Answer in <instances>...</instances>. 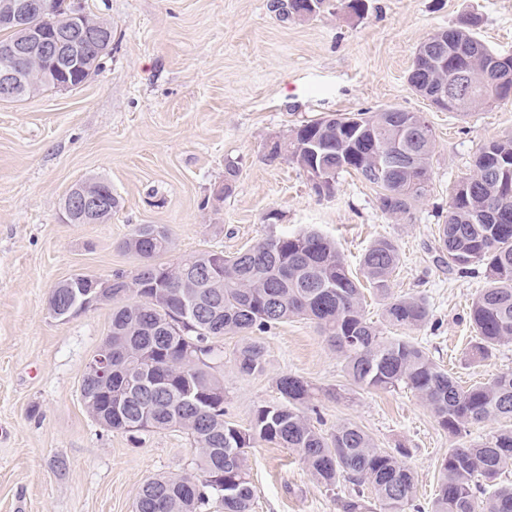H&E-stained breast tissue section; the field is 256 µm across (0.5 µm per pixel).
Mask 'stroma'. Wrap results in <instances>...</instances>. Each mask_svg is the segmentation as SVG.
Returning <instances> with one entry per match:
<instances>
[{
  "label": "stroma",
  "mask_w": 512,
  "mask_h": 512,
  "mask_svg": "<svg viewBox=\"0 0 512 512\" xmlns=\"http://www.w3.org/2000/svg\"><path fill=\"white\" fill-rule=\"evenodd\" d=\"M80 3L112 24L99 71L73 90L0 102V512H133L147 479L197 471L186 433L133 441L87 412L80 384L111 305L67 321L47 308L56 283L72 275L133 276L140 260L121 243L139 224L168 228L166 263L313 228L335 240L355 273L365 248L390 238L401 256L393 294L424 297L432 312L409 338L465 385L512 370V343L468 362L469 307L487 280L480 270L449 272L438 259L452 187L481 146L512 137V99L461 116L436 109L407 82L416 48L469 15L479 19L481 42L512 55V0H367L363 16L338 10L305 22L280 18L272 0ZM388 106L423 113L435 136L427 194L404 217L384 214L374 188L355 175L341 174L334 193L320 197L296 164L266 158L268 141L304 122ZM231 164L234 191L216 202ZM89 178L111 182V219L62 223V198ZM272 210L278 223L264 220ZM249 338L266 358L264 372L250 377L235 366L242 337L216 344L227 420L249 427L255 406L279 401L277 377H301L318 389L312 421L322 432L352 422L380 448L409 449L413 503L428 512L452 442L413 393L352 387L309 320ZM248 465L254 512H340L337 493L290 450L257 443Z\"/></svg>",
  "instance_id": "obj_1"
}]
</instances>
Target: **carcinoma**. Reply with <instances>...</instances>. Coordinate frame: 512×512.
Returning <instances> with one entry per match:
<instances>
[{
    "label": "carcinoma",
    "instance_id": "carcinoma-1",
    "mask_svg": "<svg viewBox=\"0 0 512 512\" xmlns=\"http://www.w3.org/2000/svg\"><path fill=\"white\" fill-rule=\"evenodd\" d=\"M42 1L47 10L30 15L27 26L56 39L55 57L75 64L71 82L77 88L86 71L99 69L103 55L87 34L78 32L70 42L60 38L72 12L67 0H31ZM473 27L475 21L467 19L439 30L426 40L436 52L414 53L411 85L422 70L438 78L445 71L471 76L468 98L442 105L448 112L464 115L512 97V56L494 60ZM56 79V69L44 70L42 83L25 86L14 101L54 88ZM420 123L432 131L421 113L397 107L321 118L279 139L267 157L322 172L323 183L313 187L319 196L335 190L340 174L352 172L376 189L383 213L400 218L426 195L430 179L434 135L423 137ZM371 142L402 163L378 167L368 154ZM441 229L448 270L469 274L482 267L488 279L470 308L474 337L467 356L479 362L512 342L511 137L479 148L472 174L454 185ZM170 246L167 228L158 224L136 226L123 242L143 262L133 276L139 289L127 294L120 275L112 287V429L133 438L164 430L186 433L200 474L146 480L135 512H252L256 487L247 461L259 441L291 450L323 487L348 486L342 512H406L414 497V476L402 460L408 451L395 455L377 447L351 422L321 433L308 416L315 388L302 378L279 376L281 401L256 406L249 428L224 419V384L213 373L214 340L292 318L316 324L343 358L354 387L411 390L455 441L440 464L430 512H512V484L497 483L512 470V428L485 442H463L475 424L512 419V372L464 387L422 346L407 336H389L371 321L364 308L367 287L383 299L381 317L390 329L419 328L430 320L423 299L391 292L400 262L393 240L379 238L365 249L362 282L327 236L314 229L286 232L224 256V284L218 287L184 274L190 265L211 268L216 251L190 253L173 264L157 261ZM235 364L244 376L264 371V348L255 341L243 344ZM218 472L224 474L222 484L213 480Z\"/></svg>",
    "mask_w": 512,
    "mask_h": 512
}]
</instances>
